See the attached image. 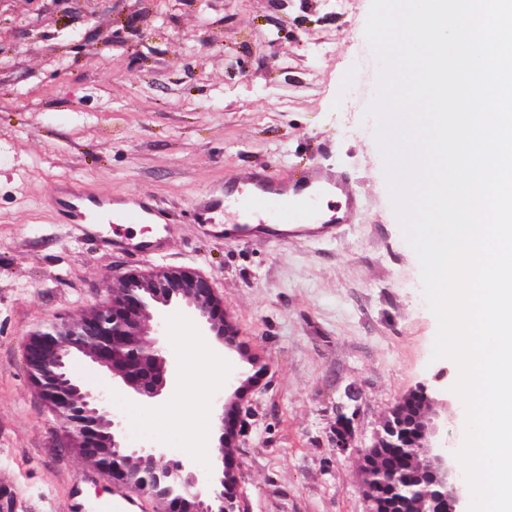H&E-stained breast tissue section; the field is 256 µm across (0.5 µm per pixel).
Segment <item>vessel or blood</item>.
Masks as SVG:
<instances>
[{
  "instance_id": "1",
  "label": "vessel or blood",
  "mask_w": 512,
  "mask_h": 512,
  "mask_svg": "<svg viewBox=\"0 0 512 512\" xmlns=\"http://www.w3.org/2000/svg\"><path fill=\"white\" fill-rule=\"evenodd\" d=\"M249 185L248 207L257 223L265 224L272 220L283 226H293L294 234L298 237L322 235L332 231L335 225L351 223L358 206L357 199L341 175L315 164L291 175L285 182L267 172L256 171L252 173ZM325 193L344 199V207L317 222L299 223L297 213L306 201ZM222 205V199L216 197L198 199L193 205L195 222L213 223L214 214ZM113 207L117 208L119 216L127 224H152L161 218L155 200L143 194L118 201L108 195L86 196L70 190L61 201L63 218L75 224L97 223L99 214Z\"/></svg>"
}]
</instances>
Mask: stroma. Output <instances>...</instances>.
I'll list each match as a JSON object with an SVG mask.
<instances>
[{
	"instance_id": "obj_1",
	"label": "stroma",
	"mask_w": 512,
	"mask_h": 512,
	"mask_svg": "<svg viewBox=\"0 0 512 512\" xmlns=\"http://www.w3.org/2000/svg\"><path fill=\"white\" fill-rule=\"evenodd\" d=\"M370 0H0V512H86L110 503L111 480L69 448L31 382L29 335L77 319L132 268L188 267L223 297L245 352L223 349L220 374L245 354L269 370L251 394L243 512H368L357 455L388 410L457 366L432 360L437 321L417 257L389 193L375 122L379 66L364 30ZM313 164L343 176L359 200L352 223L322 238L238 222L258 168L285 179ZM144 193L170 214L165 245L143 258L113 245L111 221L85 233L63 223L53 191ZM236 186L211 224L189 220L197 198ZM161 342L187 377L199 367L179 343L203 340L183 304L153 311ZM73 374L108 392L131 441L186 455L193 393L166 401L178 422L128 401L89 359ZM354 418L353 451L336 452L338 410Z\"/></svg>"
}]
</instances>
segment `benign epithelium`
<instances>
[{"label": "benign epithelium", "instance_id": "1", "mask_svg": "<svg viewBox=\"0 0 512 512\" xmlns=\"http://www.w3.org/2000/svg\"><path fill=\"white\" fill-rule=\"evenodd\" d=\"M175 303L198 313L202 335L239 349L238 332L224 299L208 279L183 267L133 269L107 304L79 320L51 323L29 336L25 349L29 377L66 428L69 447L113 482L154 499L161 512H241L243 466L237 458H224V449L238 447L248 432L245 406L264 374L261 360L249 359L251 370L224 381L231 394L217 405L215 442L206 469L192 457L169 459L164 448L127 446L123 423L112 415L104 396L68 369L72 358L85 357L112 371L134 401L161 403L167 389L179 380V369L152 334L149 310ZM445 377L441 370L435 382L411 390L432 406V412L421 420L410 448L421 460L417 484L432 504L430 512H468L470 489L456 471L455 450L443 441L445 422L440 414H448ZM402 403L400 399L389 409L373 443L359 451V487L370 512H406L404 498L387 499L381 494L382 488L399 483L402 475L380 471L373 464L376 454L391 443L388 433L394 421L404 416ZM333 447L342 454L353 448L350 419L337 427Z\"/></svg>", "mask_w": 512, "mask_h": 512}]
</instances>
